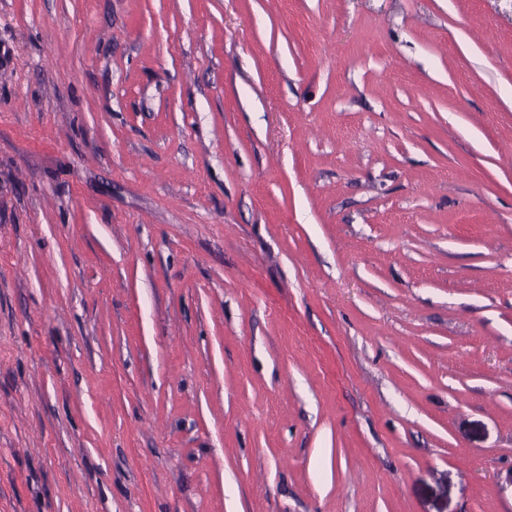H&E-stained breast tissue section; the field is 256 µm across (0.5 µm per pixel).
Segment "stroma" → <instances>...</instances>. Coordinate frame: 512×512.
<instances>
[{
    "label": "stroma",
    "instance_id": "1",
    "mask_svg": "<svg viewBox=\"0 0 512 512\" xmlns=\"http://www.w3.org/2000/svg\"><path fill=\"white\" fill-rule=\"evenodd\" d=\"M0 512H512V0H0Z\"/></svg>",
    "mask_w": 512,
    "mask_h": 512
}]
</instances>
